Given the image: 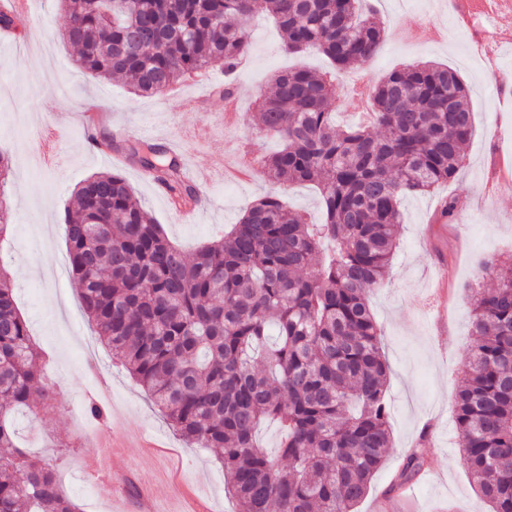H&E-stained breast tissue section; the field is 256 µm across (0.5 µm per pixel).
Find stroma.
Instances as JSON below:
<instances>
[{"instance_id":"1","label":"stroma","mask_w":512,"mask_h":512,"mask_svg":"<svg viewBox=\"0 0 512 512\" xmlns=\"http://www.w3.org/2000/svg\"><path fill=\"white\" fill-rule=\"evenodd\" d=\"M385 41L368 64L347 71L329 104L337 125L369 111L367 91L404 64L432 61L456 68L471 89L476 131L456 178L434 191L404 197L399 248L383 287L370 296L389 365L387 401L391 444L358 512H378L384 492L407 454L421 449L426 476L413 483L411 501L389 502V512H489L463 464L454 395L473 343L471 289L476 270L491 257L512 256V43L493 46L489 73L472 48V32L458 27L451 0H373ZM61 0H32L30 15L0 47V154L11 166L6 193L10 235L0 241V267L10 273L15 301L41 353L42 383L51 393L36 412L14 414L19 441L50 462L62 489L80 512H111L85 471L90 446L105 447L109 462L124 465L129 491L152 488L163 499L200 504L208 512H235L224 491V469L214 454L190 447L169 426L145 390L103 345L85 314L69 272L61 216L76 205L78 184L110 170L86 144L79 121L100 102L109 121L100 131L148 126L156 143L198 125L209 138L182 145L185 160L204 166L214 155L235 166L241 151L264 157L276 138L254 121V102L270 93L273 74L296 65L331 74L322 54H288L279 27L258 14L248 23L250 48L240 65L237 112L224 124L220 68L200 72L160 96H137L124 80L84 71L74 46L63 40ZM134 197L187 254L238 223L271 185L263 170L250 178L215 179L200 190L189 222L177 221L168 197L135 166H120ZM460 199L455 220L440 223L442 197ZM104 411L88 412L89 403Z\"/></svg>"}]
</instances>
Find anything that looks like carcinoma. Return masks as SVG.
I'll use <instances>...</instances> for the list:
<instances>
[{
  "label": "carcinoma",
  "instance_id": "1",
  "mask_svg": "<svg viewBox=\"0 0 512 512\" xmlns=\"http://www.w3.org/2000/svg\"><path fill=\"white\" fill-rule=\"evenodd\" d=\"M65 39L80 65L160 95L217 63L237 69L246 23L272 16L288 52H319L336 72L378 54L384 32L367 0H61ZM258 121L282 148L262 160L275 186L321 189L324 223L310 224L273 190L232 231L197 250L176 247L118 173L79 185L64 224L72 280L100 341L191 446L211 448L237 512H356L390 447L389 367L370 293L384 285L400 199L453 180L474 131L470 90L435 63L396 69L372 88V121L338 129L334 79L305 67L273 76ZM172 203L198 206L176 159L149 143L121 148ZM0 155V241L9 232ZM476 279L465 381L454 396L463 463L491 512H512V259ZM38 354L0 269V512H77L52 468L17 442L12 415L34 411ZM282 429L278 454L256 441L264 420ZM424 466L411 451L391 489Z\"/></svg>",
  "mask_w": 512,
  "mask_h": 512
}]
</instances>
